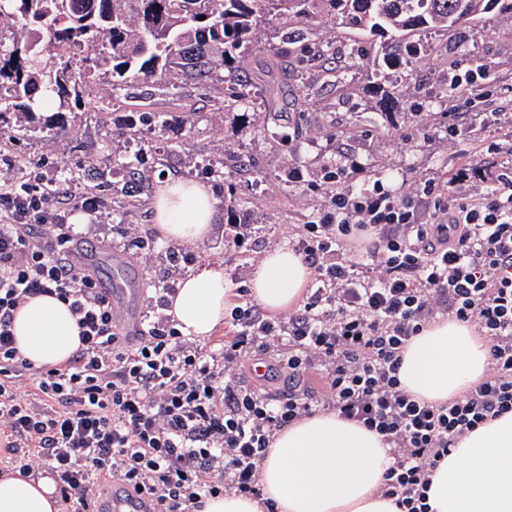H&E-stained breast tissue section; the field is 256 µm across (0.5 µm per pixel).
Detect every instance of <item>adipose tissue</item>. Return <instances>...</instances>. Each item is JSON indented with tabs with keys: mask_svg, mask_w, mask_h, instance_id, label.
<instances>
[{
	"mask_svg": "<svg viewBox=\"0 0 512 512\" xmlns=\"http://www.w3.org/2000/svg\"><path fill=\"white\" fill-rule=\"evenodd\" d=\"M216 200L203 183L165 179L152 198L161 237L197 246L208 239ZM311 270L288 247L267 252L249 281L252 298L271 312L299 306ZM232 290L222 264L205 265L181 280L168 313L183 335L207 339L223 323ZM20 354L34 367L65 364L79 346V329L67 304L37 296L14 315ZM487 345L473 327L430 323L408 343L400 370L403 386L432 403L462 395L479 382ZM392 459L378 434L333 412H320L282 430L259 472L262 499L236 495L200 500L195 512H399L379 487ZM429 512H512V412L463 439L431 473ZM53 479L0 473V512H62Z\"/></svg>",
	"mask_w": 512,
	"mask_h": 512,
	"instance_id": "obj_1",
	"label": "adipose tissue"
}]
</instances>
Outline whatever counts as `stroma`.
<instances>
[{
  "mask_svg": "<svg viewBox=\"0 0 512 512\" xmlns=\"http://www.w3.org/2000/svg\"><path fill=\"white\" fill-rule=\"evenodd\" d=\"M280 17L271 15L260 38L244 56L242 73L250 82L248 104L228 108L230 85H202L172 75L163 94L115 96L111 79L97 72L69 122L51 138H29L0 151V182L22 173L64 178L74 170L75 194L99 184L112 190V204L97 221L69 213L80 234L105 250L90 263L100 279L112 264L140 288L162 286L170 241L159 238L151 198L163 176L209 185L218 201L213 233L199 246L202 262L223 263L230 283L248 281L254 265L272 249L288 245L289 226L307 223L329 201L323 186L333 175L338 187L377 183L397 195L417 193L425 181L457 169L496 173L483 141L512 133V17L491 14L461 30L429 31L413 37L411 67L381 64L379 42L356 45L343 28L326 24L316 39L327 56L305 60L303 44L283 46ZM285 55L288 112L274 124L264 121L276 106L266 62ZM486 66L492 86L486 101L471 111H448V64ZM144 112H164L173 123L163 138L131 137ZM189 113L191 126L178 125ZM144 160L138 174L126 164ZM237 199L228 213L229 199ZM253 224L255 232L240 250L225 248L231 218ZM133 224L155 244L152 260L124 249L118 224ZM119 252H112V245Z\"/></svg>",
  "mask_w": 512,
  "mask_h": 512,
  "instance_id": "obj_1",
  "label": "stroma"
}]
</instances>
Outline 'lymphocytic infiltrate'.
Listing matches in <instances>:
<instances>
[{"label":"lymphocytic infiltrate","instance_id":"f902f5d3","mask_svg":"<svg viewBox=\"0 0 512 512\" xmlns=\"http://www.w3.org/2000/svg\"><path fill=\"white\" fill-rule=\"evenodd\" d=\"M498 175L479 186L464 174L411 199L380 186L338 192L297 225L295 248L313 270L302 307L272 320L239 286L234 335L201 347L165 314L174 275L195 252H168L171 279L157 312L133 338L98 277L69 258L68 211L99 212L93 194L36 176L0 184V447L26 453L25 471L47 469L65 512H85L102 481L160 512H190L217 494L260 497L259 468L277 434L333 411L380 435L392 458L381 493L401 512H429V476L487 420L512 411V135L489 141ZM68 304L80 345L65 365L36 368L15 345L12 320L28 299ZM468 324L488 344L484 377L432 404L400 382L402 350L437 316ZM267 358L282 381L272 393L245 380L242 364ZM318 375L320 387L309 386Z\"/></svg>","mask_w":512,"mask_h":512}]
</instances>
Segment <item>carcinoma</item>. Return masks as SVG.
I'll use <instances>...</instances> for the list:
<instances>
[{"label":"carcinoma","mask_w":512,"mask_h":512,"mask_svg":"<svg viewBox=\"0 0 512 512\" xmlns=\"http://www.w3.org/2000/svg\"><path fill=\"white\" fill-rule=\"evenodd\" d=\"M300 20L284 26V45L307 42L323 23L362 38L394 33L405 43L434 29L456 30L492 12L512 14V0H0V140L14 141L63 127L91 69L73 50L101 42L95 61L112 90L161 89L181 70L199 81L222 66L238 74L239 58L265 15ZM142 125L162 137L170 121L146 112Z\"/></svg>","instance_id":"carcinoma-1"}]
</instances>
